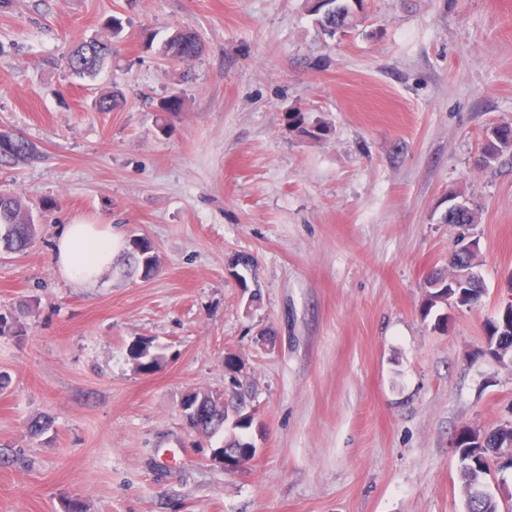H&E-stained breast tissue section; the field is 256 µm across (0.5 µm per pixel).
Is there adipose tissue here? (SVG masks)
<instances>
[{"instance_id": "obj_1", "label": "adipose tissue", "mask_w": 512, "mask_h": 512, "mask_svg": "<svg viewBox=\"0 0 512 512\" xmlns=\"http://www.w3.org/2000/svg\"><path fill=\"white\" fill-rule=\"evenodd\" d=\"M122 249V237L113 228L76 221L62 227L53 256L63 277L91 288L111 276Z\"/></svg>"}]
</instances>
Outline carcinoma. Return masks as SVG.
Wrapping results in <instances>:
<instances>
[{
    "instance_id": "carcinoma-1",
    "label": "carcinoma",
    "mask_w": 512,
    "mask_h": 512,
    "mask_svg": "<svg viewBox=\"0 0 512 512\" xmlns=\"http://www.w3.org/2000/svg\"><path fill=\"white\" fill-rule=\"evenodd\" d=\"M308 10L318 16L321 29L329 37L345 32L351 22V10L348 0H327L325 6H317L313 0H307ZM203 44L199 37L190 31H177L164 42L163 54L169 59L184 62L201 55ZM112 55V43L108 41H87L76 46L66 58V67L77 75L93 74L104 59ZM288 126L301 134L318 138L325 131L324 126L316 123L306 124L305 115L299 110H291L284 115ZM487 141L483 142L482 154L493 161L508 151L512 141V124H497L485 130ZM40 157L36 145L21 134L12 130L0 129V168L16 169L31 163ZM37 235L36 220L32 209L13 191L0 190V249L7 252H23L32 246ZM128 264L139 269L143 276L149 278L158 268V258L150 241L136 236L125 253ZM444 280V275L437 273L427 279V295L423 307V316L427 317L438 305H448V297L436 284ZM485 288L482 279L473 275L469 282L454 290V294L468 300L475 306L481 300ZM512 336V309L502 312L488 323L487 336ZM222 394L202 389L193 390L186 398L200 405L203 419L191 415L188 425L193 431L211 439L223 436V441L231 442L225 452L230 468H241V463L255 453L253 448H244V438L236 430H245L252 425L250 418H236L237 406L230 402L224 408L217 406ZM512 439L508 430L494 427L486 434L485 444L481 448L472 446L465 435H460L457 458L462 482L464 512H502V505L496 497H484L475 501V495L488 479L486 460L494 459L500 447Z\"/></svg>"
}]
</instances>
